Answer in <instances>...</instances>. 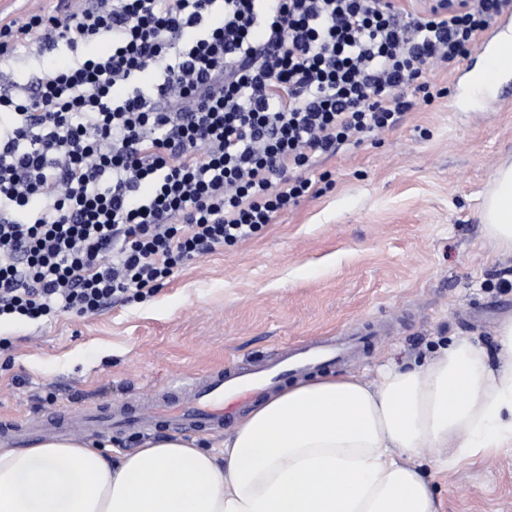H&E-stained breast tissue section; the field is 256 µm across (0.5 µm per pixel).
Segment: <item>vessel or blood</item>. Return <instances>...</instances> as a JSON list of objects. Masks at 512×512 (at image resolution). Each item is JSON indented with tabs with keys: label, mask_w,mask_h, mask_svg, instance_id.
Masks as SVG:
<instances>
[{
	"label": "vessel or blood",
	"mask_w": 512,
	"mask_h": 512,
	"mask_svg": "<svg viewBox=\"0 0 512 512\" xmlns=\"http://www.w3.org/2000/svg\"><path fill=\"white\" fill-rule=\"evenodd\" d=\"M478 51L484 58L478 74L480 84L501 90L506 76L512 73V15H499L491 21L490 32ZM376 336L374 328L366 327L337 338L303 339L256 363H229L200 377H177L165 390L169 404L141 412L129 402H116L104 413L84 417L78 428L90 435L107 436L131 424L148 432L173 423L194 432H220L241 405L277 390L287 379L335 367L373 344Z\"/></svg>",
	"instance_id": "vessel-or-blood-1"
}]
</instances>
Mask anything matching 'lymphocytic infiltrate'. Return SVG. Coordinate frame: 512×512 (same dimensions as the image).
<instances>
[{"label":"lymphocytic infiltrate","instance_id":"obj_1","mask_svg":"<svg viewBox=\"0 0 512 512\" xmlns=\"http://www.w3.org/2000/svg\"><path fill=\"white\" fill-rule=\"evenodd\" d=\"M0 17V318L96 314L255 238L395 129L512 0H86ZM109 53L33 84L20 51Z\"/></svg>","mask_w":512,"mask_h":512}]
</instances>
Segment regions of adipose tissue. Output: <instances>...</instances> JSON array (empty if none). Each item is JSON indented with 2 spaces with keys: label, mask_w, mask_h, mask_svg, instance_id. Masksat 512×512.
<instances>
[{
  "label": "adipose tissue",
  "mask_w": 512,
  "mask_h": 512,
  "mask_svg": "<svg viewBox=\"0 0 512 512\" xmlns=\"http://www.w3.org/2000/svg\"><path fill=\"white\" fill-rule=\"evenodd\" d=\"M483 219L512 253V161ZM497 365L468 336L435 360L302 381L244 414L222 452L171 434L111 456L57 435L0 448V512H436L420 460L438 470L512 447V317Z\"/></svg>",
  "instance_id": "ef3b65f1"
}]
</instances>
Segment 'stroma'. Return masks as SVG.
Here are the masks:
<instances>
[{
	"instance_id": "35a3bbf8",
	"label": "stroma",
	"mask_w": 512,
	"mask_h": 512,
	"mask_svg": "<svg viewBox=\"0 0 512 512\" xmlns=\"http://www.w3.org/2000/svg\"><path fill=\"white\" fill-rule=\"evenodd\" d=\"M69 56L19 53L13 77H47ZM481 66L473 51L428 72L441 98L322 159L317 170L331 180L322 193L258 237L186 262L147 300L42 324L0 320L10 341L0 350V429L155 400L174 377L349 325L391 331L346 367L369 380L381 360L422 364L457 336L494 355L495 329L512 317V254L488 241L482 209L493 173L512 160V96L457 106L455 89ZM423 469L438 512H512V449Z\"/></svg>"
}]
</instances>
